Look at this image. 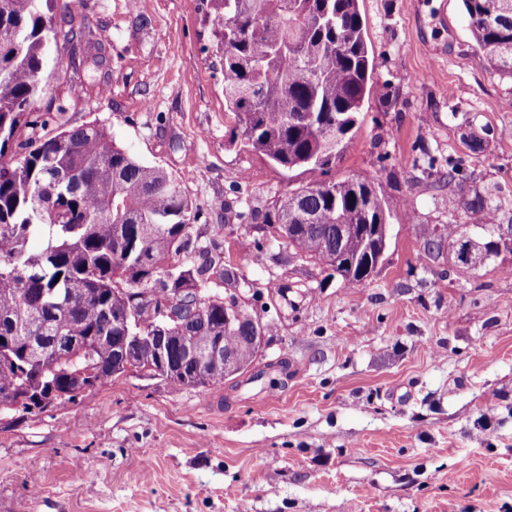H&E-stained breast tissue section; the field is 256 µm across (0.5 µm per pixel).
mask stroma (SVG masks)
<instances>
[{
	"instance_id": "obj_1",
	"label": "stroma",
	"mask_w": 512,
	"mask_h": 512,
	"mask_svg": "<svg viewBox=\"0 0 512 512\" xmlns=\"http://www.w3.org/2000/svg\"><path fill=\"white\" fill-rule=\"evenodd\" d=\"M375 70L336 168L379 184L390 237L349 285L264 228L315 181L231 144L205 0H83L101 68L51 73L37 110L96 121L186 177L202 239L237 276L207 292L269 322L248 372L173 390L126 373L48 413L0 418V512H503L512 504V250L430 253L480 194L512 229V77L480 62L462 0H360ZM478 149H469L466 135ZM456 180H448L450 168ZM257 180H242L244 171Z\"/></svg>"
}]
</instances>
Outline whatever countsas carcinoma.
I'll return each mask as SVG.
<instances>
[{"label":"carcinoma","mask_w":512,"mask_h":512,"mask_svg":"<svg viewBox=\"0 0 512 512\" xmlns=\"http://www.w3.org/2000/svg\"><path fill=\"white\" fill-rule=\"evenodd\" d=\"M224 73V100L241 145L288 171L325 179L289 192L265 221L282 225L286 246L326 264L348 284L377 240L338 224H385L381 187L328 177L344 155L371 91L374 53L359 0H206ZM480 61L512 76V0H463ZM85 18L71 0H0V414H31L50 401L76 403L131 366L167 372L174 390L217 385L224 371H197L187 349L218 344L240 368L259 347L252 317L230 299L202 302L196 289L235 275L224 255L193 236L201 219L186 177L138 160L97 122L29 137L63 106L34 110L44 92L49 48L83 52ZM469 219L490 225L495 208L476 195ZM41 249L30 247L32 238ZM441 237L461 250L460 224ZM129 292L121 293L119 289ZM151 294L135 304V292ZM179 290L165 353L147 340L159 308ZM144 340H132L134 336Z\"/></svg>","instance_id":"1"}]
</instances>
